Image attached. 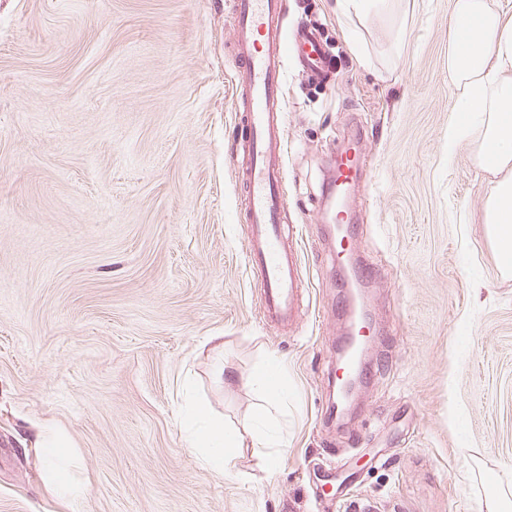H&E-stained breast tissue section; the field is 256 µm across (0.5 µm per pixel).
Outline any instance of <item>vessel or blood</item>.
<instances>
[{"mask_svg": "<svg viewBox=\"0 0 512 512\" xmlns=\"http://www.w3.org/2000/svg\"><path fill=\"white\" fill-rule=\"evenodd\" d=\"M283 0H236L235 61L237 63L240 138L235 147L236 182L250 228L247 251L252 272L264 292L269 318L287 320L296 306L299 255L286 244L282 228L285 206V113L282 87L287 59H295L312 77L328 67L317 30L305 28L287 36L282 26ZM360 159L358 146L345 149L336 161V186L348 192ZM374 324H359L354 347L336 358V374H362L371 381L378 370L359 361L357 348L375 336Z\"/></svg>", "mask_w": 512, "mask_h": 512, "instance_id": "b4317fda", "label": "vessel or blood"}]
</instances>
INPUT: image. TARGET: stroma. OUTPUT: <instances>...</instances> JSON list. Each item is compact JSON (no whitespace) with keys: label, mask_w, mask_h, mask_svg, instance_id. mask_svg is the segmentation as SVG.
<instances>
[{"label":"stroma","mask_w":512,"mask_h":512,"mask_svg":"<svg viewBox=\"0 0 512 512\" xmlns=\"http://www.w3.org/2000/svg\"><path fill=\"white\" fill-rule=\"evenodd\" d=\"M235 0H0V512H512V271L484 222L491 173L448 145L453 0L317 26L334 73L288 69L286 232L301 313L269 327L235 181ZM365 134L348 193L363 294L383 337L345 424L327 411L336 313L337 151ZM224 337L238 380L211 375ZM288 367L285 449H243L226 478L186 447V397L253 431L246 379ZM67 432L76 501L50 495L31 424Z\"/></svg>","instance_id":"1"}]
</instances>
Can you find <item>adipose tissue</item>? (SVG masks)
Listing matches in <instances>:
<instances>
[{"instance_id": "ef3b65f1", "label": "adipose tissue", "mask_w": 512, "mask_h": 512, "mask_svg": "<svg viewBox=\"0 0 512 512\" xmlns=\"http://www.w3.org/2000/svg\"><path fill=\"white\" fill-rule=\"evenodd\" d=\"M448 43V75L456 94V112L448 124V141L478 122L479 162L492 173L485 222L499 260L512 267V18L489 0H454ZM182 428L187 447L201 451L204 463L224 473L232 469L240 448L265 451L268 463L278 459L270 435L245 439L237 429L205 413H186ZM34 442L46 464L45 485L67 499L81 498L84 486L72 474V443L59 428L37 422Z\"/></svg>"}]
</instances>
